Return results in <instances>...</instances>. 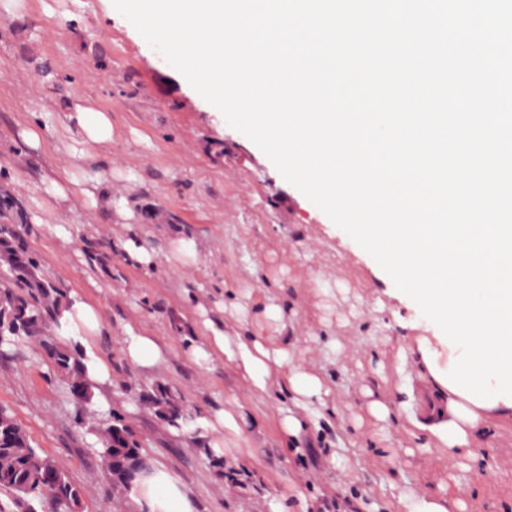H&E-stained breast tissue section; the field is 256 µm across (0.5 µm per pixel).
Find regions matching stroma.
Masks as SVG:
<instances>
[{"mask_svg":"<svg viewBox=\"0 0 512 512\" xmlns=\"http://www.w3.org/2000/svg\"><path fill=\"white\" fill-rule=\"evenodd\" d=\"M84 97L112 118L107 152L77 165L66 150L67 107ZM37 127L41 147L22 132ZM108 176L137 221L119 223L102 208L59 206L50 182L68 173ZM21 214L41 275L102 312L94 339L110 364L101 390L124 417L149 460L170 469L197 512H319L335 498L343 512H395L403 492L452 486L467 512H512V420L493 419L480 441L483 462L460 467L425 447L400 388L412 372L402 360L396 321L428 323L417 306L385 297L387 273L298 188L267 155L232 128L122 14L101 0H22L19 14L0 5V196ZM68 241L55 234L56 226ZM194 244L196 259H175L171 243ZM140 241L153 255L144 270L119 241ZM103 255L91 265L85 243ZM277 306L279 320L266 316ZM247 324L291 348L294 364L321 368L333 399L312 407L295 444L281 432L287 388L253 389L233 364L207 365L189 354L203 318ZM152 330L164 350L153 367L124 355V328ZM159 384L208 416L224 408L248 424L225 439L224 469L174 434L146 403ZM392 409L388 422L361 414L364 388ZM0 404L9 406L38 448L76 484L83 512H133L113 490L73 424L75 406L61 379L24 345L0 356Z\"/></svg>","mask_w":512,"mask_h":512,"instance_id":"35a3bbf8","label":"stroma"}]
</instances>
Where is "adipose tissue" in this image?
Segmentation results:
<instances>
[{"instance_id":"1","label":"adipose tissue","mask_w":512,"mask_h":512,"mask_svg":"<svg viewBox=\"0 0 512 512\" xmlns=\"http://www.w3.org/2000/svg\"><path fill=\"white\" fill-rule=\"evenodd\" d=\"M74 133L72 155L78 160L94 159L96 151L112 142V121L109 115L83 102H74L68 115ZM51 190L57 202L80 201L115 212L121 219L131 220L132 211L125 202H117L99 184L73 176L55 181ZM60 337L85 348V367L95 388L109 383L112 375L109 364L89 346L97 335L101 312L94 305L72 298L61 319ZM205 333L191 348L192 357L200 363L223 355L244 373L251 385L267 390L272 380L287 383L297 410L282 419L285 437L296 438L305 423L300 410L312 405L327 406L331 390L318 368L296 366L288 350L278 347L269 338L246 334L244 326L225 328L222 321L204 322ZM419 363L417 393L410 398V421L422 436L437 447L446 449L449 457L476 460L475 441L483 434L489 418H512V405L497 402L479 406L455 393L431 372L420 347L408 350ZM124 354L134 364L148 366L160 363L163 352L150 330L126 325ZM129 496L136 512H196L195 500L185 491L179 479L166 468L153 464L147 473L133 484ZM398 512H464V503L451 492H430L415 489L398 501Z\"/></svg>"}]
</instances>
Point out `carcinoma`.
<instances>
[{"label":"carcinoma","instance_id":"carcinoma-1","mask_svg":"<svg viewBox=\"0 0 512 512\" xmlns=\"http://www.w3.org/2000/svg\"><path fill=\"white\" fill-rule=\"evenodd\" d=\"M6 215H0V254L7 256L0 269V354L20 340L38 342L40 360L53 368L77 404L76 428L96 437L91 443L95 455L115 489H127L145 466L142 445L122 416L93 409V391L85 378V355L80 344L59 339L65 292L39 274V265L26 248L22 229ZM147 403L169 427L195 424L198 414L173 421L177 406L166 385H157ZM0 489L13 493L25 505V512H41L51 505L61 512H81V491L43 451L33 445L12 411L0 405Z\"/></svg>","mask_w":512,"mask_h":512}]
</instances>
